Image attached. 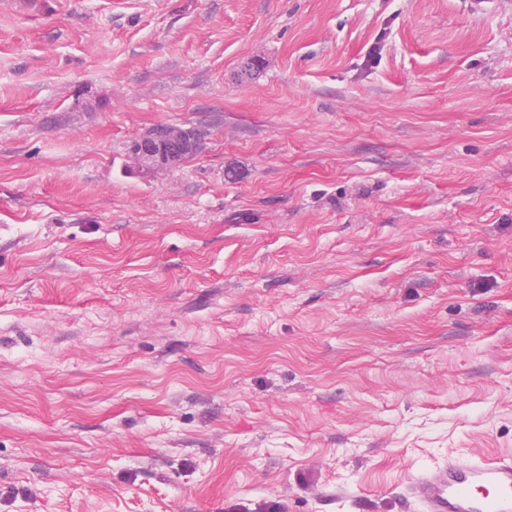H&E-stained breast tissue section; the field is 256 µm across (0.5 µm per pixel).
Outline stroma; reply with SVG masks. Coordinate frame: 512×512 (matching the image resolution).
<instances>
[{
  "label": "stroma",
  "mask_w": 512,
  "mask_h": 512,
  "mask_svg": "<svg viewBox=\"0 0 512 512\" xmlns=\"http://www.w3.org/2000/svg\"><path fill=\"white\" fill-rule=\"evenodd\" d=\"M157 124L205 147L148 177ZM508 452L512 0H0V512H421ZM189 128L177 125H165L162 140L155 131H148L134 142L132 155L143 174H150L157 168L173 166L172 159L163 152L162 143H183L192 138Z\"/></svg>",
  "instance_id": "35a3bbf8"
}]
</instances>
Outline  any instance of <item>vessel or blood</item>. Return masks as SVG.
Listing matches in <instances>:
<instances>
[{
    "label": "vessel or blood",
    "mask_w": 512,
    "mask_h": 512,
    "mask_svg": "<svg viewBox=\"0 0 512 512\" xmlns=\"http://www.w3.org/2000/svg\"><path fill=\"white\" fill-rule=\"evenodd\" d=\"M405 496L423 512H512V455L450 457L414 476Z\"/></svg>",
    "instance_id": "vessel-or-blood-1"
}]
</instances>
